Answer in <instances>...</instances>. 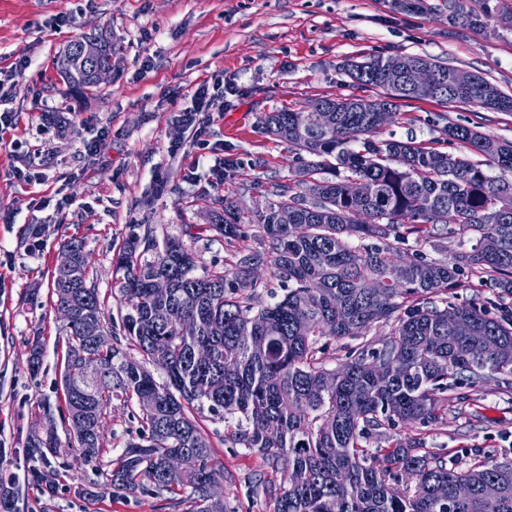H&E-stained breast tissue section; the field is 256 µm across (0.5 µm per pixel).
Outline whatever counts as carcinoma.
I'll return each mask as SVG.
<instances>
[{
  "mask_svg": "<svg viewBox=\"0 0 512 512\" xmlns=\"http://www.w3.org/2000/svg\"><path fill=\"white\" fill-rule=\"evenodd\" d=\"M398 60L423 63L434 83L406 92L388 69ZM59 71L77 88L96 85L92 66L77 51ZM345 71L360 87L383 95L318 97L327 123L290 108L267 112L269 135L314 157L293 186L274 183L268 200L245 221L229 198H217L208 231L234 251L230 269L194 274L196 260L183 242L158 241L149 230L132 234L117 254L121 322L137 360L120 342L100 349L95 334H112L98 289L89 283L81 241L70 251L79 266L56 302L70 304L65 325L62 392L75 448L99 457V424L112 400L150 398L141 408L145 437L130 442L107 472L120 492L147 489L180 497L187 512H227L208 495L219 474L212 448L192 411L237 418L224 441L260 456L280 484L255 490L273 500V512H512V462L484 459L465 468L423 450L420 441L393 439L400 425L443 422L447 392L512 375V317L491 315L482 304H455L448 290L465 273L490 276V286L512 295V141L485 154L488 137L462 124L446 130L454 154L433 143L383 137L382 112L399 102L435 99L512 113V95L479 75L458 87L456 69L417 55L350 60ZM486 155L475 161L472 154ZM496 171L491 175L488 170ZM360 180L368 193L353 197ZM294 213L277 223L282 209ZM453 226L469 247L429 259L402 260L408 236L428 240L434 225ZM494 237L499 248L484 249ZM268 245L261 251L259 246ZM270 264L288 283L275 302L261 304L253 266ZM173 283L157 295L149 281ZM465 320L471 332L459 334ZM387 327L378 344L344 345V359L328 368L332 345ZM165 374L159 382L148 365ZM392 446L372 453V440ZM45 460L60 450L57 436L28 442Z\"/></svg>",
  "mask_w": 512,
  "mask_h": 512,
  "instance_id": "obj_1",
  "label": "carcinoma"
}]
</instances>
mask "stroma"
I'll list each match as a JSON object with an SVG mask.
<instances>
[{
    "mask_svg": "<svg viewBox=\"0 0 512 512\" xmlns=\"http://www.w3.org/2000/svg\"><path fill=\"white\" fill-rule=\"evenodd\" d=\"M420 10L392 0H0V71L18 60L29 68L14 87L0 88V107L13 114L0 131V482L12 483L14 512H165L148 492L119 493L106 480L113 462L142 429L137 403L113 401L102 420L99 459L69 449L63 422L65 322L52 286L63 242L77 239L88 254L90 279L106 316L117 317L114 255L133 233L153 225L158 236L183 241L197 258L196 274L228 268L233 258L206 228L215 196L245 213L274 183L295 184L302 162L293 147L273 139L259 118L283 106L300 109L329 96L378 97L380 89L353 85L343 69L352 57L421 55L484 77L512 94V0H423ZM497 10L485 18L486 4ZM112 42V72L97 88L75 90L56 68L66 46L81 36ZM152 68H144V57ZM224 83V109L212 113L208 149L184 140L178 124L201 83ZM457 123L494 140L512 141V114L436 100L402 101L388 132L446 144ZM111 133L104 156L88 157L84 143L100 128ZM44 167L31 179L19 170L33 158ZM230 161L223 178L211 168ZM73 206L58 212L56 200ZM43 226L42 245L30 252L31 224ZM450 301L512 311L475 274L461 277ZM40 343L43 365L27 367ZM447 424L394 429L398 439L420 438L426 450L460 466L476 456L512 462V392L502 377L476 388L450 390ZM213 464L230 512H272L252 492L267 468L257 455L224 443V422L202 413ZM54 428L62 448L46 461L31 458V435ZM40 469L44 478L33 481Z\"/></svg>",
    "mask_w": 512,
    "mask_h": 512,
    "instance_id": "1",
    "label": "stroma"
}]
</instances>
